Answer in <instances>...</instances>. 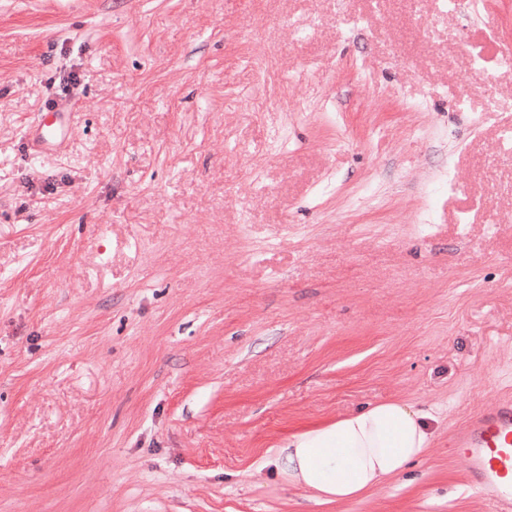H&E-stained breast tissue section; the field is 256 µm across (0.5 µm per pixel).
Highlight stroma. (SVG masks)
Returning <instances> with one entry per match:
<instances>
[{
	"instance_id": "obj_1",
	"label": "stroma",
	"mask_w": 512,
	"mask_h": 512,
	"mask_svg": "<svg viewBox=\"0 0 512 512\" xmlns=\"http://www.w3.org/2000/svg\"><path fill=\"white\" fill-rule=\"evenodd\" d=\"M492 39L512 0H0V512H491L449 437L512 392ZM385 400L440 423L361 500L263 467Z\"/></svg>"
}]
</instances>
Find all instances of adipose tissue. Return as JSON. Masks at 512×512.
I'll list each match as a JSON object with an SVG mask.
<instances>
[{
    "instance_id": "ef3b65f1",
    "label": "adipose tissue",
    "mask_w": 512,
    "mask_h": 512,
    "mask_svg": "<svg viewBox=\"0 0 512 512\" xmlns=\"http://www.w3.org/2000/svg\"><path fill=\"white\" fill-rule=\"evenodd\" d=\"M431 411L376 402L309 426L268 449L266 464L289 485L323 503H346L399 477L431 447Z\"/></svg>"
}]
</instances>
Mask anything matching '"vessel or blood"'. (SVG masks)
Wrapping results in <instances>:
<instances>
[{
	"mask_svg": "<svg viewBox=\"0 0 512 512\" xmlns=\"http://www.w3.org/2000/svg\"><path fill=\"white\" fill-rule=\"evenodd\" d=\"M453 444L470 489L492 512H512V394L471 413L455 430Z\"/></svg>",
	"mask_w": 512,
	"mask_h": 512,
	"instance_id": "obj_1",
	"label": "vessel or blood"
}]
</instances>
